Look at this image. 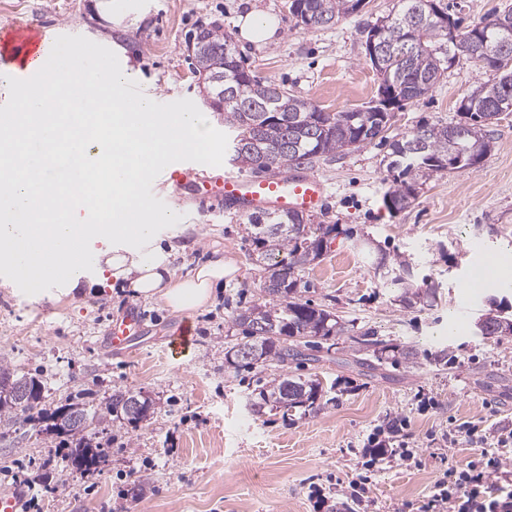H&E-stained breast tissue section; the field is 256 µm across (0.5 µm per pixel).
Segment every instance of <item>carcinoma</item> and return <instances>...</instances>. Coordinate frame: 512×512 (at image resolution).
<instances>
[{
    "mask_svg": "<svg viewBox=\"0 0 512 512\" xmlns=\"http://www.w3.org/2000/svg\"><path fill=\"white\" fill-rule=\"evenodd\" d=\"M315 22L310 27L335 24L339 18L359 12L361 0H305ZM431 0H397L393 10L376 23L367 25L371 33L382 26L388 40V70L376 71L378 81L391 82L399 101H410L427 94L440 76L455 62L448 44V32L430 15ZM512 21V7L493 17L476 22L462 31L475 37L476 44L497 47L490 56H477L474 62L495 72L496 80L475 88L467 98L475 108L458 109L460 119L450 123H425L390 143L387 168L393 173V187L384 196L391 211L408 208L419 193V181L444 170L450 160L461 161L460 167L479 165L488 153L487 127L504 112H512V44L499 47L496 21ZM417 21V45L412 52L403 51L400 40L404 29ZM193 73L202 83L205 96L214 100L224 92V85L214 78L229 75L228 62L236 51L231 36L218 26L200 27L194 34ZM237 96L224 99V105L213 108L224 116V124L234 129L230 142V161L240 169L255 174H278L290 167L309 168L316 161L358 149L388 131L392 115L374 112L372 107L346 112H326L293 94L283 84L253 77L240 79ZM251 227L250 241L260 254L267 272L262 283L265 302L239 310L233 324L241 328L247 341L231 347L226 360L233 366H254L275 362L286 366L305 357L303 349L348 336V329L330 311L304 302L298 295L295 269L313 264L323 256L326 238L336 225L318 222L297 224L293 213L253 212L245 216ZM381 276L396 286V301L405 309L432 307L436 290L415 284L412 265L402 255L382 257L377 263ZM505 317L492 311L484 317L485 338L502 335L499 331ZM356 351H372L377 361L383 360L385 348L373 339V333L349 336ZM23 382L30 387L22 400L10 392V385ZM322 392L317 379L282 373L261 386L254 412L267 406L283 413L296 408L313 410ZM44 384L34 376L17 375L10 365L0 363V427L35 422L38 432L52 435L69 444L65 454L67 469L86 474L99 469L105 453L95 442L101 424L120 416L130 424L147 417L152 401L140 393L118 390L103 407L91 408L83 402L60 406L48 413L42 408ZM136 397L142 402L139 413L128 411V401ZM77 412L81 424H69L68 415Z\"/></svg>",
    "mask_w": 512,
    "mask_h": 512,
    "instance_id": "carcinoma-1",
    "label": "carcinoma"
}]
</instances>
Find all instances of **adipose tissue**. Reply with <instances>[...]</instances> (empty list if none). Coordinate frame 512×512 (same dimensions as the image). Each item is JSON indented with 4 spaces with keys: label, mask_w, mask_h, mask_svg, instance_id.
Here are the masks:
<instances>
[{
    "label": "adipose tissue",
    "mask_w": 512,
    "mask_h": 512,
    "mask_svg": "<svg viewBox=\"0 0 512 512\" xmlns=\"http://www.w3.org/2000/svg\"><path fill=\"white\" fill-rule=\"evenodd\" d=\"M135 76L132 67L106 66L86 74L79 91L71 90L68 69L37 87L15 82L16 106L0 114V244L25 230L27 251L16 274L36 285L53 271L75 288L83 278L76 247L123 238L100 285L125 281L145 299L192 313L231 270L219 257L177 276L156 238L157 222L177 217L152 212L133 184L163 155L206 151L208 128L196 112L160 114L145 100L128 108L120 89ZM68 156L77 160L74 171L68 181H54L50 169Z\"/></svg>",
    "instance_id": "adipose-tissue-1"
}]
</instances>
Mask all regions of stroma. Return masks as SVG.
I'll return each mask as SVG.
<instances>
[{
	"label": "stroma",
	"instance_id": "35a3bbf8",
	"mask_svg": "<svg viewBox=\"0 0 512 512\" xmlns=\"http://www.w3.org/2000/svg\"><path fill=\"white\" fill-rule=\"evenodd\" d=\"M99 0H0V32L24 25L63 30L62 49L81 65L108 55L116 67L134 63L145 98L172 97L177 111L202 113L211 146L186 158L211 176L229 166L231 132L205 103L188 59L187 37L199 24L230 34L261 79L285 84L328 112L374 104L378 82L364 51L366 24L389 13L394 0H365L361 12L334 25L307 28L287 0H117L104 20ZM251 10L276 23L264 44L242 39L241 18ZM494 72L460 59L421 98L396 109L390 136L422 122L457 120L461 100ZM490 150L479 166L445 171L424 182L417 200L393 213L383 198L392 184L389 148L376 139L357 150L323 158L315 172L330 183L326 211L339 231L321 260L297 269L302 300L335 313L352 335L371 330L387 345L416 344L419 364L384 360L377 370L358 365L350 338H340L315 360L288 364V373L319 378L324 395L309 414H254L250 403L279 366L228 367L225 354L243 342L231 324L236 311L263 302L264 272L246 224L222 204L176 201L177 223L157 227L161 247H174L171 267L189 275L213 250L235 268L206 308L192 313L193 345L172 353V333L186 318L162 302L138 300L130 288L104 294H65L60 283L33 295L11 258L0 254V358L18 373H39L42 405L54 409L80 397L94 406L114 391L140 392L151 415L131 425H102L101 470L62 479L60 440L28 426L0 428V491L33 480L30 512H351L341 494L370 474L367 512H418L448 467L465 468L480 449L460 433L512 429V335L484 338L474 324L488 313L486 295L471 294L469 269L484 254L512 262V113L490 127ZM404 254L416 282L438 291L434 307L405 309L374 265L377 256ZM140 305L147 334L128 353H107V330L126 307ZM447 350L451 365L431 360ZM417 459L369 466L363 445L390 418ZM456 435L455 447L444 438ZM146 476L139 497L130 488Z\"/></svg>",
	"mask_w": 512,
	"mask_h": 512
}]
</instances>
